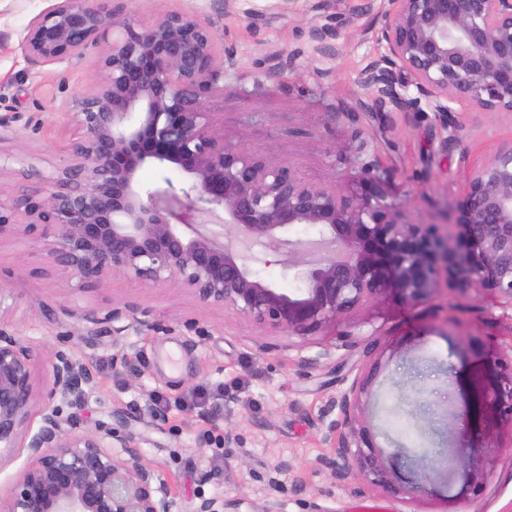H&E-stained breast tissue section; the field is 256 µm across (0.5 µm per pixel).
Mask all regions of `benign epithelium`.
Listing matches in <instances>:
<instances>
[{"label":"benign epithelium","mask_w":512,"mask_h":512,"mask_svg":"<svg viewBox=\"0 0 512 512\" xmlns=\"http://www.w3.org/2000/svg\"><path fill=\"white\" fill-rule=\"evenodd\" d=\"M96 0H52L18 43L32 67L94 58L100 77L66 103L74 128L63 163L18 154L0 169L35 186L0 197V240H25L79 289L115 275L142 284L177 285L206 307H219L288 338L304 339L354 309L395 292L418 306L441 291H490L512 306V140L473 168L450 220L409 221L386 187L368 142L350 147L364 187L358 198L340 184L306 178L295 166L231 147L207 112L234 69V50L194 12L169 11L133 24L105 13ZM376 41L383 52L361 85L399 112H435L448 128L452 104L512 114V0H384ZM19 123L36 134L52 112H18L0 95V128ZM145 165L188 176L185 187L143 190ZM220 209L241 240L273 249L278 234L311 224L333 246L297 273L288 293L240 262L235 243L215 234L188 235L202 214ZM92 336L170 331L148 310L61 307ZM35 351L0 318V449L18 448L28 465L0 512H170L168 482L150 466L135 437L121 427H81L63 405L86 396L94 378L74 355L58 350L49 384L33 381ZM367 379L356 376L339 401L346 431L325 440L347 461L326 465L333 477L389 485L385 459L359 420ZM485 398L512 426V364ZM39 416L32 428L33 415ZM512 448L493 433L485 444L456 435L445 454L461 461L482 488L491 449ZM242 500L202 497L197 512H239Z\"/></svg>","instance_id":"obj_1"}]
</instances>
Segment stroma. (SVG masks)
Here are the masks:
<instances>
[{"mask_svg": "<svg viewBox=\"0 0 512 512\" xmlns=\"http://www.w3.org/2000/svg\"><path fill=\"white\" fill-rule=\"evenodd\" d=\"M50 0H0V94L21 112H56L63 100L93 83L92 59L30 69L16 46L30 19ZM381 0H103L105 12L148 22L171 11L210 20L232 47L237 64L208 110L226 142L296 166L306 176L339 181L357 196L348 147L365 138L392 194L412 222L440 224L457 200L468 170L512 139V115L465 108L459 132L469 148L445 146L448 130L434 112H395L363 89L360 77L379 52ZM329 28L336 53L319 54L311 29ZM296 55L282 76L273 52ZM67 125L48 133L0 130V153L27 152L47 166L61 164ZM315 227L289 229L278 251L253 247L250 265L287 292L310 267L307 243ZM0 294L13 331L38 356L36 389L49 381L48 354L69 337L97 386L65 414L86 427L112 424L123 411L146 461L171 489V512H196L200 496L272 500L279 512H512V449L494 454L481 490L464 465L431 475L423 492L414 482L413 448L446 440L443 414L456 411L457 429L484 433L498 418L482 395L498 379L496 362L512 360V308L491 292H444L417 307L397 295L361 306L335 326L285 349L279 333L220 308L201 306L185 289L148 286L122 276L82 291L68 289L45 257L23 240L0 243ZM126 305L163 315L171 329L151 337L128 332L121 347L87 335L60 306ZM380 330L372 358L344 347L342 335ZM371 375L363 423L391 469L392 489L331 477L323 461L336 451L323 437L343 428L341 395L357 374ZM164 420H156L152 397Z\"/></svg>", "mask_w": 512, "mask_h": 512, "instance_id": "35a3bbf8", "label": "stroma"}]
</instances>
